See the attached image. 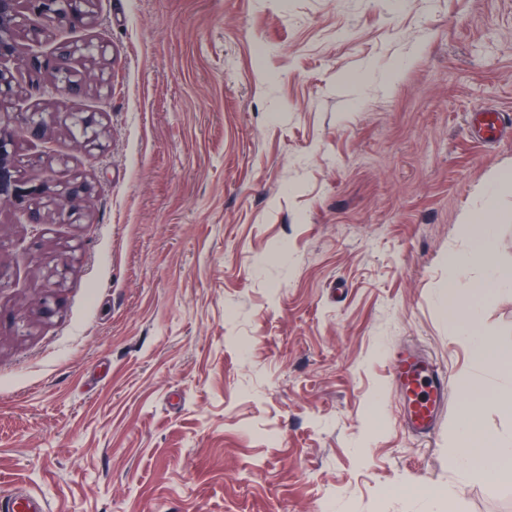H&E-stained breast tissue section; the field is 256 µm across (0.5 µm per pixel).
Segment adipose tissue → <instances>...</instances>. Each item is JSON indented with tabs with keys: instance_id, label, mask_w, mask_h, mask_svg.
<instances>
[{
	"instance_id": "adipose-tissue-1",
	"label": "adipose tissue",
	"mask_w": 512,
	"mask_h": 512,
	"mask_svg": "<svg viewBox=\"0 0 512 512\" xmlns=\"http://www.w3.org/2000/svg\"><path fill=\"white\" fill-rule=\"evenodd\" d=\"M496 222H479L470 236L466 254L448 256V293L450 322L469 343L474 363L499 371L512 372V353L499 348L492 332L481 327L479 315L490 304L494 293L512 288V268L502 265L495 249ZM480 268L484 276L479 284L467 287L463 279L468 268ZM512 407V384L499 388L493 397H485L479 385H464V401L455 424V443L448 454V467L459 482L477 473H490L497 479L512 481V437L487 439L482 416L487 400Z\"/></svg>"
}]
</instances>
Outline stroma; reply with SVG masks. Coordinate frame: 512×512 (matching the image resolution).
<instances>
[{
    "instance_id": "1",
    "label": "stroma",
    "mask_w": 512,
    "mask_h": 512,
    "mask_svg": "<svg viewBox=\"0 0 512 512\" xmlns=\"http://www.w3.org/2000/svg\"><path fill=\"white\" fill-rule=\"evenodd\" d=\"M58 40L111 85L16 110L100 115L20 142L93 188L89 217L0 211V496L50 512H419L461 381L500 386L448 323L450 252L512 127V0H95ZM57 281L45 299L46 280ZM482 324L512 351V290ZM420 346L448 409L409 436L389 377ZM456 512H512L482 474ZM2 512H48L49 504L46 499L35 496L1 497Z\"/></svg>"
}]
</instances>
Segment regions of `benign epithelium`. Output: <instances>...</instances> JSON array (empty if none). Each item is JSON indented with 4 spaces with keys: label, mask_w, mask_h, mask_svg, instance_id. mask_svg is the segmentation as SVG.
I'll return each instance as SVG.
<instances>
[{
    "label": "benign epithelium",
    "mask_w": 512,
    "mask_h": 512,
    "mask_svg": "<svg viewBox=\"0 0 512 512\" xmlns=\"http://www.w3.org/2000/svg\"><path fill=\"white\" fill-rule=\"evenodd\" d=\"M93 21L92 0H0V203L25 216L27 222L38 225L47 223L45 208L53 206L58 222H71L81 212L72 209L78 203L88 209L93 204L91 186L78 179L61 183L51 167L44 168L42 180L36 184L21 181L16 172L23 166L40 161L37 155L25 157L15 145L17 135L42 138L49 125L78 126L97 130V135L84 143L95 147L103 135V127L95 112H54L39 110L9 112L3 102L12 99L22 87L34 91L49 76L53 89L70 98L84 96L95 80L92 75H73L69 64L75 56L92 57L102 52V46L91 41H70L56 45L51 54L41 52L30 55L25 75H16L4 62L17 53L19 42L26 39L35 45L51 36L58 28H85Z\"/></svg>",
    "instance_id": "obj_1"
}]
</instances>
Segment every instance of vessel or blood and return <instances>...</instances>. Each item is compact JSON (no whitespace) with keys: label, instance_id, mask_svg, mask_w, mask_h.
I'll use <instances>...</instances> for the list:
<instances>
[{"label":"vessel or blood","instance_id":"b4317fda","mask_svg":"<svg viewBox=\"0 0 512 512\" xmlns=\"http://www.w3.org/2000/svg\"><path fill=\"white\" fill-rule=\"evenodd\" d=\"M391 380L403 397V421L408 432L422 439L432 437L448 407L447 373L407 348L394 353ZM0 512H49V504L35 496L1 497Z\"/></svg>","mask_w":512,"mask_h":512}]
</instances>
